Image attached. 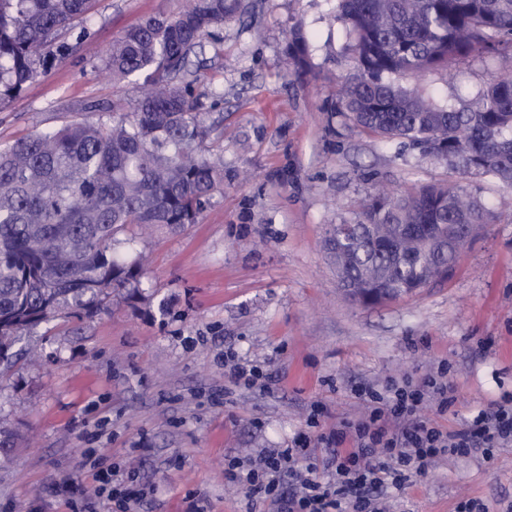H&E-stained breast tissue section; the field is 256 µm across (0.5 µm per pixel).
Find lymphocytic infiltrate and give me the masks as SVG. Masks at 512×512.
<instances>
[{"mask_svg":"<svg viewBox=\"0 0 512 512\" xmlns=\"http://www.w3.org/2000/svg\"><path fill=\"white\" fill-rule=\"evenodd\" d=\"M355 393L364 407L361 415L339 419L314 440L300 435L292 446L268 452L251 466L233 463L228 481L249 497L272 499L277 512H385L383 487L400 488L424 476L436 458L512 446L511 395L480 409L458 430L440 428L429 409L442 413L456 401L444 372L417 382L390 379ZM315 441L324 446L323 460L312 456ZM300 459L307 465L298 473L294 465ZM286 473L291 482H283Z\"/></svg>","mask_w":512,"mask_h":512,"instance_id":"f902f5d3","label":"lymphocytic infiltrate"}]
</instances>
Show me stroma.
I'll list each match as a JSON object with an SVG mask.
<instances>
[{"label":"stroma","instance_id":"1","mask_svg":"<svg viewBox=\"0 0 512 512\" xmlns=\"http://www.w3.org/2000/svg\"><path fill=\"white\" fill-rule=\"evenodd\" d=\"M197 50L216 98L202 152L224 153V185L199 223L158 225L123 244L145 258L138 294H115L91 318L23 333L0 374V512H113L93 461L136 471L141 512H276L250 505L224 476L230 461L285 448L300 434L359 415L357 385L420 380L447 365L457 400L438 423L454 430L512 395V188L459 175L446 159L403 147L336 110L351 56L339 0H245ZM189 0H98L66 56L0 107V146L66 121L93 122L91 103L122 92L100 61L128 28ZM302 24L311 67L285 69L288 33ZM512 73V50L472 54L447 82L425 75L450 105ZM457 184L492 214L454 276L416 295L364 305L339 288L324 250L378 186ZM259 368L231 383L225 355ZM326 410L309 425L314 404ZM391 512H456L484 502L512 512V446L439 458L423 478L388 488Z\"/></svg>","mask_w":512,"mask_h":512}]
</instances>
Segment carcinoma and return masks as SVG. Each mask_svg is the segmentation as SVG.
<instances>
[{"label":"carcinoma","mask_w":512,"mask_h":512,"mask_svg":"<svg viewBox=\"0 0 512 512\" xmlns=\"http://www.w3.org/2000/svg\"><path fill=\"white\" fill-rule=\"evenodd\" d=\"M95 0H0V106L35 78L43 51L86 18ZM352 67L337 111L383 137L512 185V75L455 108L404 77L437 72L479 50L512 46V0H340ZM244 0H190L112 43L102 64L115 85L145 74L97 121L70 122L0 148V367L23 331L58 317H92L143 269L116 256L141 224H196L224 184V161L198 150L208 135L207 85L189 78L190 56ZM292 69L309 67L308 40L292 28ZM490 223L459 185L370 194L340 240H326L343 287L373 302L449 278L458 254Z\"/></svg>","instance_id":"cac0c4a2"}]
</instances>
